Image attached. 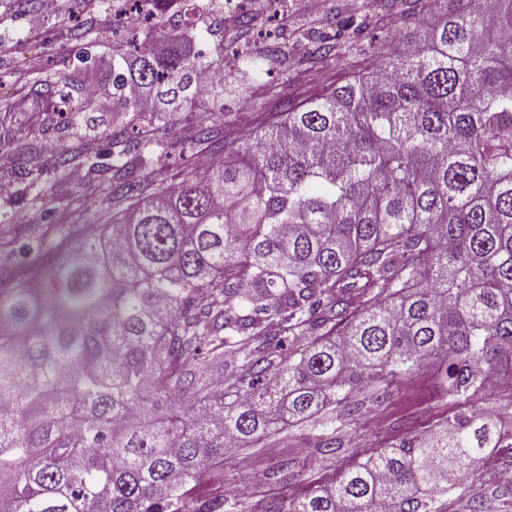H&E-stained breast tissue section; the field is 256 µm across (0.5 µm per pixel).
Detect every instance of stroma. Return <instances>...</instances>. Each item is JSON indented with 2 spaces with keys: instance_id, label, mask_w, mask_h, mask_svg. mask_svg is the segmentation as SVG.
Returning a JSON list of instances; mask_svg holds the SVG:
<instances>
[{
  "instance_id": "stroma-1",
  "label": "stroma",
  "mask_w": 512,
  "mask_h": 512,
  "mask_svg": "<svg viewBox=\"0 0 512 512\" xmlns=\"http://www.w3.org/2000/svg\"><path fill=\"white\" fill-rule=\"evenodd\" d=\"M387 0H288L280 15L268 0H250V24L216 27L195 21L193 50L212 53L215 44L242 50L223 79L230 89L224 98V139L235 142L264 121L281 119L282 102L305 101L374 70L380 53L369 45L371 34H397L401 42H418L422 5L387 7ZM113 0H62L60 10L45 15L39 32L28 19L15 15L10 0H0V183L9 193L0 196V255L17 256L23 243L53 239L58 229L100 232L111 223L117 207L112 191L100 180L59 181L44 176L41 192L27 190V180L14 169L12 158L24 143L45 148L48 142L72 149L91 144L104 153V134L112 127L111 113L89 105L72 128L47 127L44 101L57 99L46 85L47 75L78 67L77 55L88 50L101 77L96 87L109 94L112 75V31L119 28ZM343 30L331 54H313L311 36ZM81 39H73V32ZM278 44L280 62L264 57L269 44ZM175 148L164 161L162 178L178 179L182 159H198L194 143L195 116L190 112L159 115L154 122ZM458 410L449 398L439 366L396 380L364 384L334 408L329 422H306L281 430L247 448H228L209 464L199 482L188 484L175 512H198L207 501L221 502L220 512H289L294 501L332 483L353 461V452L371 454L403 437L435 430ZM339 447H325L328 437ZM512 467V450L503 449L490 471L465 486L435 493L438 512H474L476 502L492 512H512V484L499 481L498 469Z\"/></svg>"
}]
</instances>
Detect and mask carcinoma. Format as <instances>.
Instances as JSON below:
<instances>
[{
  "mask_svg": "<svg viewBox=\"0 0 512 512\" xmlns=\"http://www.w3.org/2000/svg\"><path fill=\"white\" fill-rule=\"evenodd\" d=\"M462 0L380 66L288 104L171 186L158 112L224 95L190 25L165 48L112 45V168L26 143L37 185L84 165L126 207L106 233L47 248L0 289V512H170L226 448L310 421L362 384L446 364L465 405L512 379V0ZM81 68L58 73L84 111ZM196 144L223 132L196 117ZM112 177H106L107 172ZM308 340L275 363L272 348ZM463 409L345 470L291 512H436L448 475L512 448Z\"/></svg>",
  "mask_w": 512,
  "mask_h": 512,
  "instance_id": "obj_1",
  "label": "carcinoma"
}]
</instances>
